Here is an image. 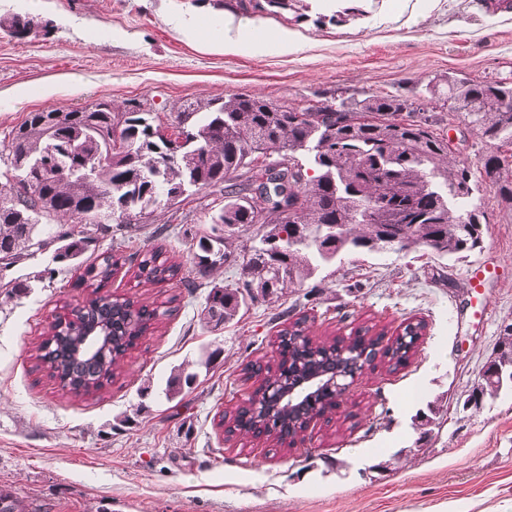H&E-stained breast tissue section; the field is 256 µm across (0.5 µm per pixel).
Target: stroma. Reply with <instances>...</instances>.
<instances>
[{"instance_id": "1", "label": "stroma", "mask_w": 512, "mask_h": 512, "mask_svg": "<svg viewBox=\"0 0 512 512\" xmlns=\"http://www.w3.org/2000/svg\"><path fill=\"white\" fill-rule=\"evenodd\" d=\"M346 22L244 15L262 49L227 53L215 44L230 7L219 0H0V14L47 23L18 42L0 32V145L30 112L95 102L143 105L160 115L186 100L258 93L282 107L320 95L421 97L450 73L512 82V10L482 0H358ZM296 34L291 50L282 31ZM51 96H42L45 86ZM481 249L434 259L412 249L348 255L324 267L320 288L257 300L238 322L213 331L200 322L208 286L150 283L119 267L109 293L164 310L116 368L110 386L78 398L36 366L54 316L85 304L89 289L52 251L6 271L30 279L21 298L0 296V493L20 512H512V394L460 411L512 323V207L491 186ZM218 189H203L146 224L113 226L97 252L160 245L185 261L192 237L208 231ZM162 235H155V228ZM498 263L483 288L472 270ZM51 268L53 280L37 281ZM307 315L320 341L363 326L395 335L424 318L416 354L392 370L377 363L347 403L317 420L291 450L213 421L254 390L243 369L266 364L283 326L282 308ZM218 350L210 368L203 351ZM196 375L174 400L163 390L174 367ZM441 420L423 432L420 414Z\"/></svg>"}]
</instances>
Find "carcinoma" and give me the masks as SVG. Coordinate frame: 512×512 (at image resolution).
Segmentation results:
<instances>
[{
	"mask_svg": "<svg viewBox=\"0 0 512 512\" xmlns=\"http://www.w3.org/2000/svg\"><path fill=\"white\" fill-rule=\"evenodd\" d=\"M243 14L307 17L305 0H236ZM27 17L0 15V30L9 33L26 26ZM432 98L448 105V119L458 118L490 150L476 166L459 162L448 150L445 135L437 132L442 119L411 110L417 99L404 95H368L360 100L326 99L337 110L333 125H320L303 113L281 109L256 93H238L221 100L183 102L176 116L185 125L177 134L195 140L178 157L164 146L142 150L103 141L79 110L53 120L50 111L27 114L12 137L15 159L35 170L55 158L62 146L81 150L84 170L63 171L37 181L22 193L11 180L0 182V264L11 266L28 256L54 248L58 262L75 263L79 284L92 289L94 302L73 309L49 326L38 360L50 379L75 396L95 395L112 383L114 366L146 335L166 311L140 305L130 298L102 293L118 266L110 253L83 265V256L99 237L110 233L116 194L129 197V209L141 212L165 203L176 189L217 188L224 204L214 210L211 231L195 235L190 253L192 271L211 280L200 322L214 330L234 322L247 306L250 290H264L280 271L273 293L304 287L323 267L341 254L375 253L380 247L401 251L412 236L436 247L434 255L446 259L477 247L487 223L481 187L489 183L499 198L512 203V82L475 81L456 74L431 80ZM278 150L288 168L270 177L260 196L250 202L248 192L262 173L257 164L266 147ZM204 154L197 157L193 148ZM369 206L376 224H356L351 210ZM236 224V235L224 225ZM326 224L340 227L336 239L319 248V231ZM309 236L311 241L277 253L271 240L281 235ZM245 236L249 244L232 250L234 240ZM125 260L137 266L138 276L157 283L176 277L185 288L195 279L179 277L181 265L168 262L160 247L136 251ZM239 264V277L231 283L212 277L228 262ZM4 294L19 298L29 281L0 282ZM302 316L278 332L281 360L279 379L293 387L306 377L336 375L359 363L372 348L370 327H361L341 339L348 354L337 353L336 343L308 344L297 340L305 333ZM415 336L397 339L383 358L393 369L407 364ZM196 378L182 367L171 371L165 397L174 399ZM253 397L235 410L220 413L217 427L228 423L237 429L256 422ZM332 411V398L317 392L288 413L275 409L261 425L276 433L282 443H293L306 421Z\"/></svg>",
	"mask_w": 512,
	"mask_h": 512,
	"instance_id": "carcinoma-1",
	"label": "carcinoma"
}]
</instances>
